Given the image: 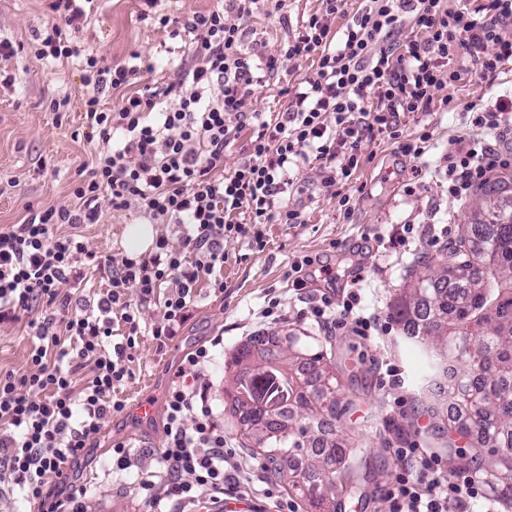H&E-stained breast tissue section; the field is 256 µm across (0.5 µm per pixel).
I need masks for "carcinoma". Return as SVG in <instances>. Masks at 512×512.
Here are the masks:
<instances>
[{"instance_id":"cac0c4a2","label":"carcinoma","mask_w":512,"mask_h":512,"mask_svg":"<svg viewBox=\"0 0 512 512\" xmlns=\"http://www.w3.org/2000/svg\"><path fill=\"white\" fill-rule=\"evenodd\" d=\"M474 222L462 225L441 261V276L403 285L392 317L448 378V425L475 448L512 491V209L499 182L480 190ZM243 375L224 389V413L247 449L264 450L269 477L300 496L310 512H336V498L368 478L365 451L322 433L345 410L336 372L308 336L288 346L261 337L238 351Z\"/></svg>"}]
</instances>
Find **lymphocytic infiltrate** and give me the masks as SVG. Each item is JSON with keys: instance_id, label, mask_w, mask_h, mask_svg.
Returning <instances> with one entry per match:
<instances>
[{"instance_id": "obj_1", "label": "lymphocytic infiltrate", "mask_w": 512, "mask_h": 512, "mask_svg": "<svg viewBox=\"0 0 512 512\" xmlns=\"http://www.w3.org/2000/svg\"><path fill=\"white\" fill-rule=\"evenodd\" d=\"M266 0H232L230 6L187 16L192 67L162 89L134 90L139 70L102 68L86 50L83 83L87 139L104 147L86 179L74 189L76 203L30 209L23 223L0 228V324L20 320L40 304L57 305L59 320L30 321L38 339L23 375L0 372V480L45 512H84L80 490L49 486L48 473L84 455L102 419L124 405L112 392L131 376L128 363L142 334L141 306L162 300L163 325L153 336L172 338L188 318L199 281L219 276L230 238L263 240L267 224H299L301 208L284 205L310 158L327 164L323 187L349 185L359 165L361 134L397 137L401 114L429 111L446 84L461 80V60L487 76L512 58V0H479L475 11L445 8L443 0H364L345 29L331 22L345 0H321L277 54L243 50L237 17L262 10ZM413 22L422 39L398 48L396 37ZM317 54L316 68L295 86L276 122L257 107V92L273 79L282 60ZM117 105L102 107L106 91ZM472 125L493 142L465 137L448 148V191L467 199L501 159L495 139L512 134V99L474 113ZM252 134L246 155L232 172L224 150L243 128ZM120 143H113L114 133ZM136 209L153 224L182 230L181 246L158 236L147 257L105 258L82 236L58 235L60 224L97 223L103 206ZM106 273L110 287L96 304L75 300L69 287L85 269ZM136 289L131 303L127 291ZM120 320L121 342L112 340ZM215 358L200 347L185 355L165 396V444L154 470L139 474L137 488L152 512L264 481L266 466L227 448L217 423L210 385L201 371ZM87 383L73 388L79 373ZM397 467L384 487L389 512H446L456 501L467 512L484 499L483 484L469 473H448L441 457L412 445L394 449Z\"/></svg>"}]
</instances>
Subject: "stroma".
Masks as SVG:
<instances>
[{"mask_svg": "<svg viewBox=\"0 0 512 512\" xmlns=\"http://www.w3.org/2000/svg\"><path fill=\"white\" fill-rule=\"evenodd\" d=\"M50 0H0V40L9 41L15 53L0 59V69L15 74L13 85L0 84V227L18 224L29 208L70 206L73 190L83 180L95 158L96 143L84 135L82 115L86 89L84 61L36 59L35 36L51 21ZM321 0H287L283 11L240 18L247 31L245 46L263 54L278 52L302 20L320 8ZM141 0H92L77 23L64 26L63 38L76 47L94 50L98 64L110 67L131 62L141 66L142 83L178 82L191 60L189 37H172L168 29L141 20ZM317 65L316 56L284 61L276 79L260 88L257 107L275 118L287 100L280 89L298 84ZM512 93V59L496 73L470 75L441 90L430 114L401 115L399 136L364 134L360 165L353 175L352 214L344 216L337 197L320 185L322 163L311 160L297 176L285 204L301 207L300 224H268L262 249L246 239L226 241L223 287L204 279L197 286L189 316L176 336L163 341L151 327L162 324L160 304L142 309L147 331L140 338L131 364L133 376L115 388L122 413L104 419L88 453L66 464L64 473L74 487L86 489V512H148L136 490L138 470L153 465V455L164 444V397L170 378L183 357L222 337L224 345L201 374L210 383L218 422L224 425L229 446L242 450L239 430L227 424L224 414V377L233 372V353L246 346L252 333L285 336L294 332L315 337L324 356L336 368L340 394L353 407L336 421V433L362 444L368 454L370 476L358 493L338 499L336 512H388L382 491L395 470L392 454L399 442L439 450L449 468L478 470L474 451L466 443L448 445V423L431 417L427 408L443 398L428 384L420 351L404 337L391 315V306L404 277L412 269L445 253L461 224L468 222L469 202L448 193V144L465 133L468 105H491ZM64 102L63 111L50 109L51 101ZM429 133L421 158L403 156L400 142L418 143ZM420 169L417 184H410L412 169ZM135 210L115 211L103 206L99 223L72 229L58 225L59 234L78 231L95 250L114 258L132 251L131 225L143 223ZM413 225L406 245L395 236L402 225ZM319 258L337 271L336 280L310 279L307 291L341 302L348 292L361 297L360 314L379 313L383 331L374 336L355 335L350 327L333 323L316 325L302 312L298 290L287 277L293 261L303 256ZM362 281H355V274ZM279 303L280 319L264 318L269 299ZM37 338L27 319L0 325V370L16 374L29 369V351ZM402 374L392 385L388 366ZM151 400L156 415L149 421L133 416L132 405ZM126 443L136 455L137 467L123 475L112 472L111 448Z\"/></svg>", "mask_w": 512, "mask_h": 512, "instance_id": "1", "label": "stroma"}]
</instances>
